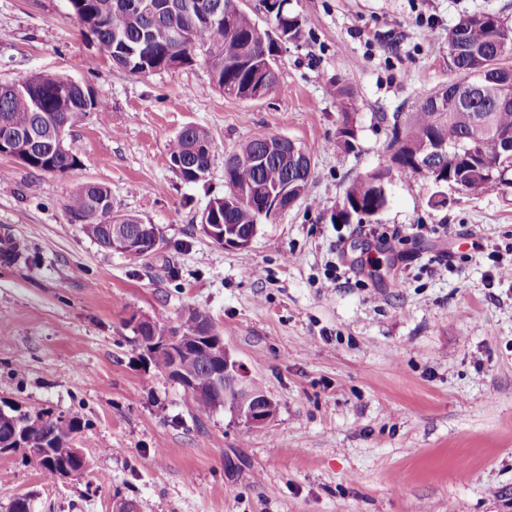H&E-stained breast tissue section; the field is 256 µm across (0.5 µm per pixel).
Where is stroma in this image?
Here are the masks:
<instances>
[{"label": "stroma", "mask_w": 512, "mask_h": 512, "mask_svg": "<svg viewBox=\"0 0 512 512\" xmlns=\"http://www.w3.org/2000/svg\"><path fill=\"white\" fill-rule=\"evenodd\" d=\"M288 9L303 36L283 43L276 87L239 100L201 63L118 68L68 0H0V83L57 75L103 105L68 134L80 164L66 175L0 156V227L25 250L0 263V401L78 415L89 461L53 481L24 452L0 454V512L19 496L31 512H512V279L496 262L512 259V187L451 189L432 208L430 180L397 175L381 214L331 221L349 182L384 163L394 114L447 84L450 29L476 12L512 25V0ZM337 82L357 96L347 152ZM189 124L214 144L195 183L168 153ZM259 136L305 148L313 181L248 248H227L199 215L225 192V158ZM86 182L156 225L161 249L131 260L87 237L68 209ZM191 309L276 402L264 428L196 418L147 364L133 319L176 327Z\"/></svg>", "instance_id": "stroma-1"}]
</instances>
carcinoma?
<instances>
[{
    "mask_svg": "<svg viewBox=\"0 0 512 512\" xmlns=\"http://www.w3.org/2000/svg\"><path fill=\"white\" fill-rule=\"evenodd\" d=\"M169 7L159 13H145L133 7L134 0H69L80 23L94 36L98 49L116 66L139 74L144 66H160L176 55L185 56L184 65L205 63L215 85L228 97L260 98L271 91L278 76H269L268 64H276L281 47L240 5V0H193L198 11L215 8L229 20L215 23L197 22L183 14L179 0H165ZM276 7L273 22L293 30L292 39L301 34L296 16L288 11L286 0L272 3ZM506 23L499 15L488 13L480 21L466 24L459 41L463 51L449 57L454 77L448 85L420 98L411 117H394L392 143L385 163L356 177L346 187L333 220L350 223L351 216L362 213L376 216L388 204L384 176L401 173L417 176L418 163L424 160L426 148L437 141L448 140L444 154L436 156L437 176L431 182L437 188L428 200L432 207H444L448 197L443 188L453 184L478 190L512 185V152L504 150L501 134L512 133V87L504 91L486 83L479 84L475 74L494 59L493 37ZM180 34L177 41L174 34ZM332 94L342 103V123L338 129L337 146L353 148L355 129L352 114L356 98L350 87L335 84ZM100 108L99 102L84 87L67 86L64 78L39 74L18 83V88L0 84V133L9 130L27 136L28 167L38 171L65 175L79 164L71 151L50 152V141L57 128L71 129L83 117ZM213 147L209 133L188 125L169 144L170 161L180 160L182 178L197 182L208 173ZM259 157L258 165L250 160ZM311 175L300 174L293 162H284L269 151L267 138L256 137L230 156L224 164L227 192L219 206L221 219L241 234H255L263 219L246 196L260 188L288 189L290 198L308 196ZM69 209L81 221L82 231L101 248L111 249L109 228L112 222V200L107 188L86 183L69 198ZM148 361L155 370L165 373L173 363L171 352L152 349ZM183 373L194 382L191 393L198 416H207L217 409L211 387L213 365L200 351L181 355ZM224 411L239 418L242 397L232 388H224ZM40 423L25 440L27 448L46 449L42 463L45 475L55 479L62 469L74 476L83 475L87 460L73 454L72 440L80 431L77 416L38 413Z\"/></svg>",
    "mask_w": 512,
    "mask_h": 512,
    "instance_id": "1",
    "label": "carcinoma"
}]
</instances>
